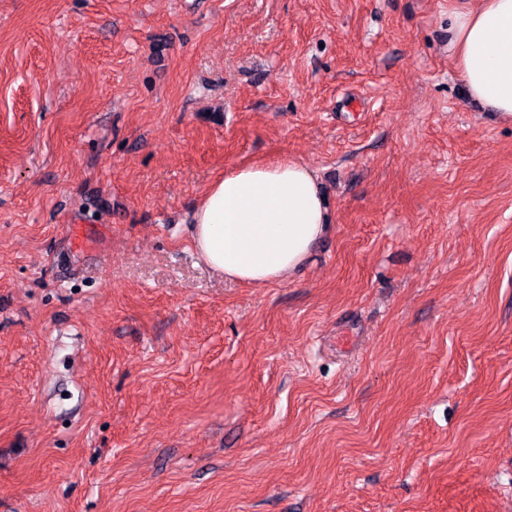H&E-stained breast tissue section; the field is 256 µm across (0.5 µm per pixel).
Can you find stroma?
Masks as SVG:
<instances>
[{"mask_svg": "<svg viewBox=\"0 0 512 512\" xmlns=\"http://www.w3.org/2000/svg\"><path fill=\"white\" fill-rule=\"evenodd\" d=\"M449 0H0V512H512V122ZM331 222L224 280L248 161ZM189 220L199 257L224 279L254 286L297 269L330 224L314 172L288 158L233 166Z\"/></svg>", "mask_w": 512, "mask_h": 512, "instance_id": "stroma-1", "label": "stroma"}]
</instances>
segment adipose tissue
<instances>
[{
    "label": "adipose tissue",
    "mask_w": 512,
    "mask_h": 512,
    "mask_svg": "<svg viewBox=\"0 0 512 512\" xmlns=\"http://www.w3.org/2000/svg\"><path fill=\"white\" fill-rule=\"evenodd\" d=\"M448 16L449 48L471 97L512 119V0H466ZM191 243L225 279L283 280L324 237L330 218L306 165L285 158L233 166L190 215Z\"/></svg>",
    "instance_id": "ef3b65f1"
}]
</instances>
